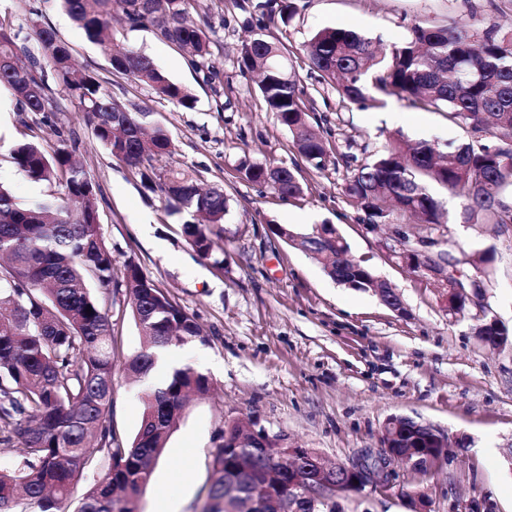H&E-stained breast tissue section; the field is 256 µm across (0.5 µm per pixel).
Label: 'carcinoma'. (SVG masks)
Instances as JSON below:
<instances>
[{
	"instance_id": "cac0c4a2",
	"label": "carcinoma",
	"mask_w": 512,
	"mask_h": 512,
	"mask_svg": "<svg viewBox=\"0 0 512 512\" xmlns=\"http://www.w3.org/2000/svg\"><path fill=\"white\" fill-rule=\"evenodd\" d=\"M86 37L106 44L112 69L150 85L176 109H191L195 98L171 81L153 61L104 35L107 20L121 17L131 28L151 27L156 37L176 45L190 64L202 69L211 55L209 24L188 19L191 0H59ZM296 11L293 0H279L270 21L286 24ZM237 60L240 73H261L258 90L268 111L288 128L300 158L322 170L332 154L330 143L315 135L308 121L312 107L299 80L288 69V52L264 34ZM38 51L30 35L0 19V86L10 89L22 111L56 109L50 81L84 114L92 134L113 157L137 168L172 153L173 141L157 126L147 134L143 112H131L112 98L97 75L75 66L69 48L55 32L33 22ZM310 69L342 100L370 106L385 96L409 100L466 133L456 146L403 137L387 140L346 181L344 193L363 213L366 224L413 219L433 228L441 224L489 225L503 235L512 230V31L491 27L468 33L447 25L415 23L400 45L376 53L353 29L324 28L304 45ZM58 146L47 153L22 140L10 162L47 191L22 205L0 183V445H21L15 463L0 469L3 512H63L76 477L91 484L76 512H138V502L155 465L187 406L190 394L210 389L209 377L191 366L172 369L167 379L145 393L139 429L125 444L112 425L117 360L109 309L95 290L112 288V251L100 232L96 184L74 159L76 142L54 129ZM245 178L281 198H297V170L285 165L242 163ZM459 199L449 217L433 187ZM158 189L192 220L183 232L196 254L224 269L219 246L229 198L224 186L199 188L188 174L169 171ZM270 232L289 246L314 243L334 255L349 245L335 225L319 234L298 233L280 224ZM495 249L448 251V278L456 290L448 314L465 315L468 293L486 285ZM361 280L355 288L374 290L379 278L358 260ZM122 286L132 318L143 336L140 349L126 358L131 378L149 377L158 351L200 337V327L170 295L136 264L126 266ZM476 336L491 347L508 342L501 325L488 326L487 314L475 313ZM241 429L227 425L213 453L208 498L211 512H224V489L232 484L240 500L266 479L269 467L260 448L237 444ZM107 454L106 469L99 453Z\"/></svg>"
}]
</instances>
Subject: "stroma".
Segmentation results:
<instances>
[{"mask_svg": "<svg viewBox=\"0 0 512 512\" xmlns=\"http://www.w3.org/2000/svg\"><path fill=\"white\" fill-rule=\"evenodd\" d=\"M257 2L193 0L191 17L211 25L213 81L152 29L113 23L115 42L151 58L195 97L194 108L175 110L150 86L112 71L102 47L56 0H0V17L16 25L28 24L30 7H39L41 24L69 47L76 66L97 74L120 104L147 110L146 124L166 128L173 139L170 155L132 168L111 156L69 101H60L46 126L0 87V182L20 202L36 199L43 188L9 162L12 146L27 139L49 151L52 126L74 132L75 155L100 188L97 206L114 281H122L127 264L140 266L205 335L180 346L177 363L207 374L212 390L185 411L141 495V512L167 505L202 512L212 454L227 422L285 433L295 445L339 462L379 456L381 430L393 415L439 429L448 439L445 457L424 471L392 462L389 487L340 495L341 512H512V342L485 347L472 320L449 315L436 282L400 262L390 230L362 223L344 193L356 165L389 136L458 144L465 133L441 113L394 96L376 107L341 101L319 83L303 53L311 36L327 27L359 31L380 48L402 43L417 22L475 33L495 23L507 31L512 0H295L293 19L267 32L287 49L313 102L314 130L340 153L321 171L300 164L292 135L267 111L256 76L237 67L256 26ZM244 161L299 165L303 195L283 199L247 181L239 171ZM171 170L223 185L230 198L223 275L188 245L187 214L141 182L142 175L156 180ZM323 223L335 225L351 256L393 287L402 311L373 292L336 283L321 260L269 232L273 224L307 232ZM451 241L469 250L495 247L485 303L512 332V236L455 224ZM106 304L119 357L135 353L142 338L123 292L107 295ZM115 382L112 424L128 442L139 428L148 385L121 372Z\"/></svg>", "mask_w": 512, "mask_h": 512, "instance_id": "1", "label": "stroma"}]
</instances>
